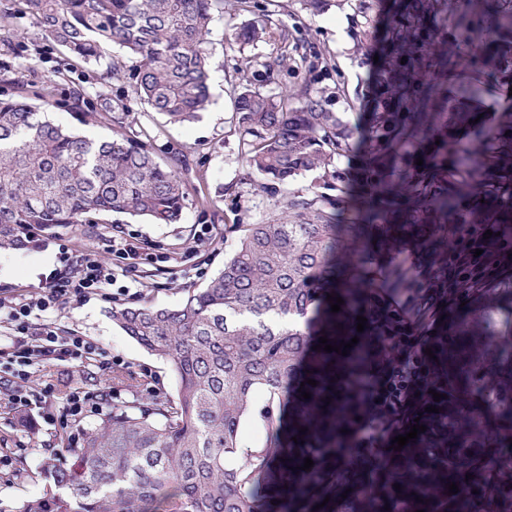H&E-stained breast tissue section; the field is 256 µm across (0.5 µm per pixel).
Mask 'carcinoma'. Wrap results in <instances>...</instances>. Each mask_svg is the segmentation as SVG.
Wrapping results in <instances>:
<instances>
[{"label": "carcinoma", "mask_w": 512, "mask_h": 512, "mask_svg": "<svg viewBox=\"0 0 512 512\" xmlns=\"http://www.w3.org/2000/svg\"><path fill=\"white\" fill-rule=\"evenodd\" d=\"M17 2L0 19H30L87 64L126 49L136 98L167 121H191L209 102L205 44L224 0ZM377 7L385 21L368 45L379 60L363 167L375 193L370 223L357 208L336 221L360 114L328 112L317 93L290 108L242 87L235 109L250 173L286 183L320 170L336 196L289 198L302 222L231 225L240 236L224 269L174 308L112 307L127 336L168 361L176 394L112 406L67 465L44 460L48 484L24 512H40L43 498L55 512H470L474 501L512 512V332L497 328L496 302L468 306L466 288L512 266L502 233L512 222V139L473 123L492 89L512 88V0H374L357 7L356 36L372 38ZM39 99L0 98V248L24 246L27 227L48 233L110 213L181 220L178 170L160 166L146 142L119 130L90 138L50 120L61 105L51 83ZM82 102L75 93L69 107L86 125ZM450 227L457 247L437 248ZM476 249L495 250L499 264ZM450 270L461 307L451 324ZM381 280L401 309L380 300ZM329 294L344 301L337 313ZM323 336L358 343L345 356L314 349ZM416 418L426 431L394 450ZM247 423L265 427L261 445L242 444ZM372 434L387 446L383 461L357 482L336 479ZM450 482L458 493L448 494Z\"/></svg>", "instance_id": "cac0c4a2"}]
</instances>
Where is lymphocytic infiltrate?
Segmentation results:
<instances>
[{"label": "lymphocytic infiltrate", "mask_w": 512, "mask_h": 512, "mask_svg": "<svg viewBox=\"0 0 512 512\" xmlns=\"http://www.w3.org/2000/svg\"><path fill=\"white\" fill-rule=\"evenodd\" d=\"M60 268L46 276L44 283L26 293L0 291V372L10 377L4 390L8 407L19 423L30 429L38 424L27 409L32 401L49 402L55 387L37 382V367L68 362L76 367L98 364L109 368L116 360L92 337L63 329L51 321L70 302L106 296L117 271H131L153 262L140 240L127 228L116 225L101 247L73 249L60 244ZM117 257V264L103 260V252Z\"/></svg>", "instance_id": "f902f5d3"}]
</instances>
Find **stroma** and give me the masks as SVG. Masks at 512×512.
I'll return each mask as SVG.
<instances>
[{"label":"stroma","mask_w":512,"mask_h":512,"mask_svg":"<svg viewBox=\"0 0 512 512\" xmlns=\"http://www.w3.org/2000/svg\"><path fill=\"white\" fill-rule=\"evenodd\" d=\"M355 14V0H326L315 16L302 0H224V12L215 17L206 45L211 98L198 118L183 124L167 123L135 99L129 79L135 60L123 49L113 50L119 76L110 82L112 98L123 101L125 107L101 113L98 123L83 127V134L102 138L119 129L128 137L150 142L159 162L177 165L186 187L184 218L178 224H155L113 213L99 216L93 224L63 227L71 244L93 246L110 234L113 225L125 224L148 242L152 253L182 255L180 267L172 273L145 266L139 293L123 296V305L176 306L187 290L204 287L223 270L238 240L232 225L266 223L282 213L288 197L321 188L315 172L303 173L286 184L259 187L240 160L234 100L245 79L264 94L288 96L293 107L298 106L303 91L319 90L327 111H369L371 61L354 37ZM252 24L265 28V38L253 43L238 40L237 32ZM58 69L65 74L55 86L61 98L91 91L102 71L101 66L81 62L41 39L30 20L0 25L1 95L40 87ZM204 225L212 229L211 240L197 253H188L195 231ZM59 265V249L50 236L21 249H0V290L26 292ZM112 307V302L94 298L59 312L58 325L95 338L120 364L110 370L100 366L74 369L64 363L46 367L42 376L55 384L58 394L46 404V411L61 414L63 397L74 386L91 396L110 391L121 400L132 401L144 397V386L152 377L160 395L175 394L168 362L130 339L113 322ZM59 443L54 427L42 425L38 437L30 438L7 408L0 407V448L11 451L22 474L15 482L0 478V512H23L28 500L40 496L46 447Z\"/></svg>","instance_id":"1"}]
</instances>
